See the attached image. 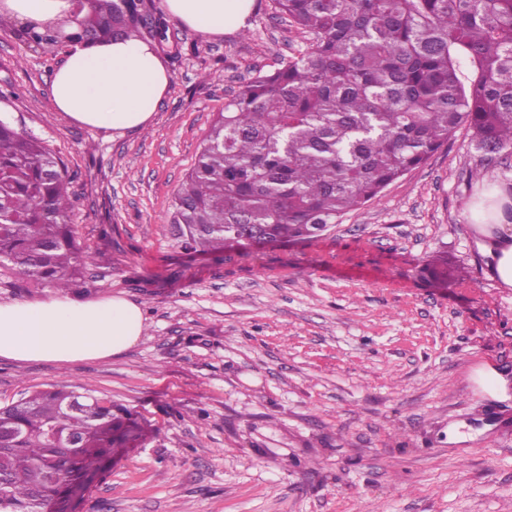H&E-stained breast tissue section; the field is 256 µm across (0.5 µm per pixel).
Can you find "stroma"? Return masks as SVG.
<instances>
[{
    "instance_id": "35a3bbf8",
    "label": "stroma",
    "mask_w": 512,
    "mask_h": 512,
    "mask_svg": "<svg viewBox=\"0 0 512 512\" xmlns=\"http://www.w3.org/2000/svg\"><path fill=\"white\" fill-rule=\"evenodd\" d=\"M308 34L254 0L247 31L172 22L171 75L150 125L118 136L56 111L62 51L0 29V118L63 160L66 221L89 299L137 304L145 333L120 355L69 363L0 358V406L88 384L150 430L105 464L77 512H512V288L488 273L474 207L512 195V154L477 168L467 128L322 236L185 255L174 194L217 112ZM447 253L459 278L419 268ZM55 288L0 266V303Z\"/></svg>"
}]
</instances>
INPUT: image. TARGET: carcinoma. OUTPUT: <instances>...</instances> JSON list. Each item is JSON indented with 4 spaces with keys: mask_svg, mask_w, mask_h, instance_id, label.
<instances>
[{
    "mask_svg": "<svg viewBox=\"0 0 512 512\" xmlns=\"http://www.w3.org/2000/svg\"><path fill=\"white\" fill-rule=\"evenodd\" d=\"M312 42L244 83L218 113L173 199L189 254L312 239L378 198L465 126L480 159L512 149V0H273ZM68 40L168 38L147 0H87ZM18 36L57 41L26 22ZM461 51L474 69L457 74ZM68 175L38 140L0 121V264L62 291L88 285L72 225ZM442 283L448 256L423 262ZM0 406V512H51L106 459L136 448L135 415L82 386ZM55 433L78 447L58 448Z\"/></svg>",
    "mask_w": 512,
    "mask_h": 512,
    "instance_id": "cac0c4a2",
    "label": "carcinoma"
}]
</instances>
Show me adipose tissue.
<instances>
[{"mask_svg": "<svg viewBox=\"0 0 512 512\" xmlns=\"http://www.w3.org/2000/svg\"><path fill=\"white\" fill-rule=\"evenodd\" d=\"M13 18L73 17L72 0H6ZM254 0H164L170 16L204 35L247 28ZM171 77L155 49L138 39L71 45L55 71L57 111L84 126L125 133L150 123ZM476 245L492 257V276L512 288V221L500 201L476 208ZM144 317L134 303L112 297L76 301L58 295L37 302L0 303V358L22 362L106 359L141 338Z\"/></svg>", "mask_w": 512, "mask_h": 512, "instance_id": "1", "label": "adipose tissue"}]
</instances>
